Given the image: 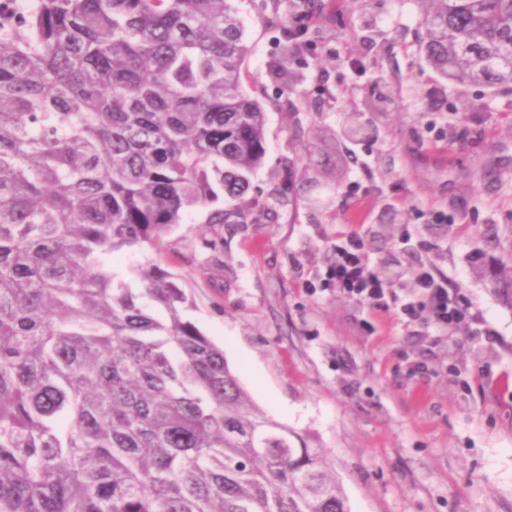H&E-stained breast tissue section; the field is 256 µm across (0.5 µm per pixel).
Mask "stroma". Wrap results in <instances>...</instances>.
<instances>
[{"instance_id": "35a3bbf8", "label": "stroma", "mask_w": 512, "mask_h": 512, "mask_svg": "<svg viewBox=\"0 0 512 512\" xmlns=\"http://www.w3.org/2000/svg\"><path fill=\"white\" fill-rule=\"evenodd\" d=\"M270 3L235 0L266 96L249 190L189 210L114 272L133 288L141 264L173 273L255 406L327 451L350 512H512V309L489 286L512 233V94L427 67L423 0H321L308 37L337 54L287 64ZM354 114L367 141L345 135ZM219 209L227 222L210 223ZM379 224L396 235L369 269L390 265L401 300L426 265L463 294L466 321L412 323L328 280L337 244Z\"/></svg>"}]
</instances>
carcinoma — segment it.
<instances>
[{
  "label": "carcinoma",
  "mask_w": 512,
  "mask_h": 512,
  "mask_svg": "<svg viewBox=\"0 0 512 512\" xmlns=\"http://www.w3.org/2000/svg\"><path fill=\"white\" fill-rule=\"evenodd\" d=\"M422 52L512 91V0H426ZM307 21L285 16L283 71ZM231 0H40L0 17V512H349L321 449L259 412L155 248L263 163ZM512 247L493 291L512 309Z\"/></svg>",
  "instance_id": "carcinoma-1"
}]
</instances>
